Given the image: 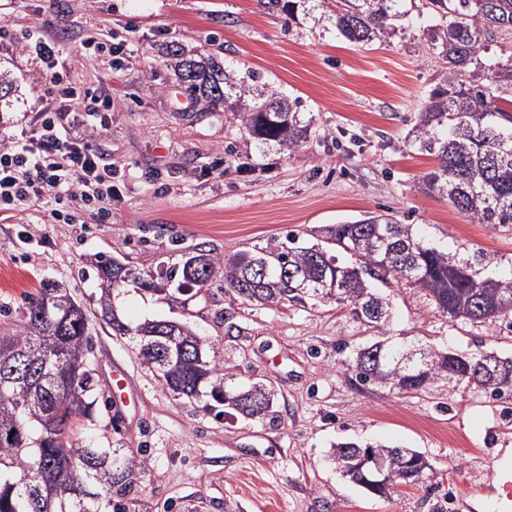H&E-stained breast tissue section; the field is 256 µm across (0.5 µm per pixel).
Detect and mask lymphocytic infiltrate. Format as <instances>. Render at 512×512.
I'll use <instances>...</instances> for the list:
<instances>
[{
	"mask_svg": "<svg viewBox=\"0 0 512 512\" xmlns=\"http://www.w3.org/2000/svg\"><path fill=\"white\" fill-rule=\"evenodd\" d=\"M27 42L49 88L33 108L32 129L0 145V213L48 206L57 222L72 224L77 206L118 196L111 159L77 133L107 129L112 96L80 89L57 71L59 48L49 35L31 33Z\"/></svg>",
	"mask_w": 512,
	"mask_h": 512,
	"instance_id": "obj_1",
	"label": "lymphocytic infiltrate"
}]
</instances>
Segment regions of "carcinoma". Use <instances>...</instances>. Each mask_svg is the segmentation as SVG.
Listing matches in <instances>:
<instances>
[{
  "label": "carcinoma",
  "mask_w": 512,
  "mask_h": 512,
  "mask_svg": "<svg viewBox=\"0 0 512 512\" xmlns=\"http://www.w3.org/2000/svg\"><path fill=\"white\" fill-rule=\"evenodd\" d=\"M431 22L429 51L446 63L419 113L414 145L436 156L437 170L426 176L430 189L448 196L452 206L474 224H512V113L497 104L494 88L512 87V59L503 63L491 53L494 32H512V0H331L338 33L353 43L383 41L396 33V21L409 11ZM272 12L298 19L310 0H259ZM178 76L186 89L209 104L224 103L238 114L246 130L264 143L294 150L305 143L310 123L284 97L269 95L246 101L227 87L214 58L179 61ZM329 242L361 259L347 266L322 247L294 246L279 251L243 254L226 263L201 253L183 259L155 277L126 265L127 279H110L114 258L101 257L95 266L101 280L99 303L104 320L121 335L134 333L140 354L174 395L209 400L233 407L245 417L260 418L272 405L268 398L253 403V387L234 389L214 346L185 322L173 339L143 337L161 320H147L130 329L111 308V291L125 285L152 293L178 281L177 290L201 292L215 270L224 267V284L245 302L303 303L308 299L350 307L355 319L384 326L386 298L369 279L392 276L429 293L438 308L454 319L495 323L512 317V267L504 271L483 252L470 256L429 244L388 214L334 224ZM50 292L41 284L27 297L14 327L0 331V512H131L112 495L123 496L132 479L146 470V460L122 448L73 447L70 423L81 417L96 422L98 396L87 370L92 360L91 337L82 305L76 309L44 305ZM408 350L378 341L355 352L360 381L418 392L446 380L475 392L512 398V357H497L494 377L480 374L481 355H460L430 349L428 357L408 360ZM336 456L343 471L373 495L377 487L375 460L399 474L397 483H417L428 465L411 448L362 447L340 443Z\"/></svg>",
  "instance_id": "1"
}]
</instances>
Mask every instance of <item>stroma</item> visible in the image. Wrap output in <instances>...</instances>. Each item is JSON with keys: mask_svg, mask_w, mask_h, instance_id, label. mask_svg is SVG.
I'll list each match as a JSON object with an SVG mask.
<instances>
[{"mask_svg": "<svg viewBox=\"0 0 512 512\" xmlns=\"http://www.w3.org/2000/svg\"><path fill=\"white\" fill-rule=\"evenodd\" d=\"M47 32L59 43L57 68L77 86L111 89L109 127L91 143L118 168L119 201L101 221L97 207L75 224L31 209L0 220V328L19 317L27 295L55 280L83 305L102 399L116 374L126 386L123 417L111 407L96 424L77 421L76 443L144 454L134 479L135 512H463L464 483L493 473L512 448V400L440 381L420 392L359 381L354 350L387 340L472 354H512V327L453 319L429 294L402 280L375 282L389 300L384 327L348 307L315 300L256 306L215 273L189 301L125 287L112 306L129 326L187 321L214 344L225 372L274 392L260 420L177 398L144 364L137 342L101 316L94 265L102 255L157 274L206 250L222 260L325 238L328 225L373 213L395 216L448 252L482 250L512 265V224H474L447 196L429 191L434 156L412 131L443 67L428 50L426 21L409 15L387 42H348L329 19L286 16L259 0H0V26ZM126 43L115 65L75 60L87 38ZM214 56L233 82L298 101L311 122L294 151L251 137L223 105L180 83L171 47ZM0 74L13 91L0 101V137L20 132L43 93L46 69L20 42L0 44ZM410 448L427 460L421 483L379 497L345 477L337 443Z\"/></svg>", "mask_w": 512, "mask_h": 512, "instance_id": "obj_1", "label": "stroma"}]
</instances>
